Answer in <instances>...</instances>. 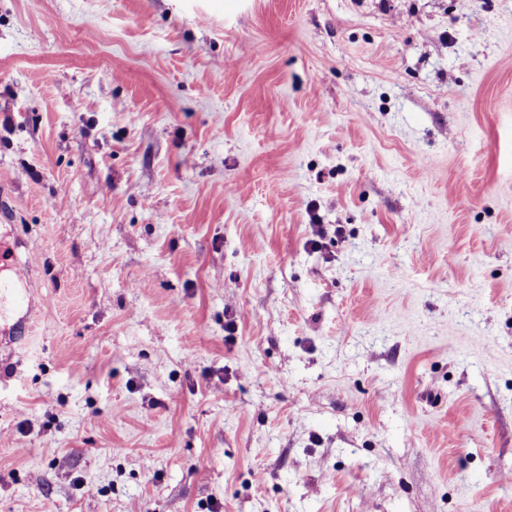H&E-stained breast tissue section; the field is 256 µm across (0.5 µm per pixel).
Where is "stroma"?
I'll return each instance as SVG.
<instances>
[{
    "instance_id": "stroma-1",
    "label": "stroma",
    "mask_w": 512,
    "mask_h": 512,
    "mask_svg": "<svg viewBox=\"0 0 512 512\" xmlns=\"http://www.w3.org/2000/svg\"><path fill=\"white\" fill-rule=\"evenodd\" d=\"M0 512H512V0H0Z\"/></svg>"
}]
</instances>
